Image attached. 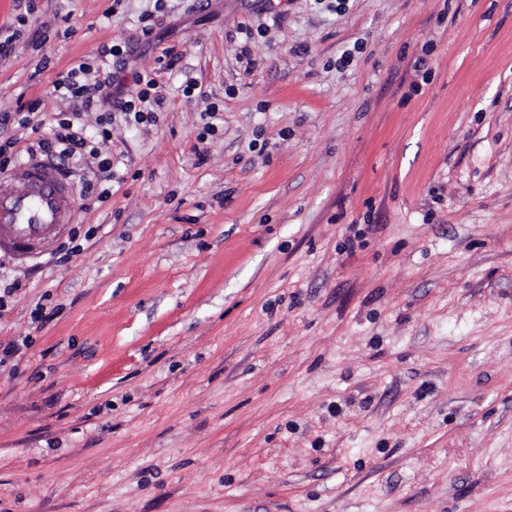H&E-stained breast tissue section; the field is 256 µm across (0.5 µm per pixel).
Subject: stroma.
<instances>
[{"label":"stroma","mask_w":512,"mask_h":512,"mask_svg":"<svg viewBox=\"0 0 512 512\" xmlns=\"http://www.w3.org/2000/svg\"><path fill=\"white\" fill-rule=\"evenodd\" d=\"M0 34L19 161L73 61L156 82L153 121L81 113L53 250L0 255V512H512V0H0Z\"/></svg>","instance_id":"obj_1"}]
</instances>
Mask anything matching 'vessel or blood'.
I'll return each mask as SVG.
<instances>
[{
  "instance_id": "b4317fda",
  "label": "vessel or blood",
  "mask_w": 512,
  "mask_h": 512,
  "mask_svg": "<svg viewBox=\"0 0 512 512\" xmlns=\"http://www.w3.org/2000/svg\"><path fill=\"white\" fill-rule=\"evenodd\" d=\"M24 193H0V252L29 256L42 251L74 220L70 187L49 163L22 162L11 170Z\"/></svg>"
}]
</instances>
